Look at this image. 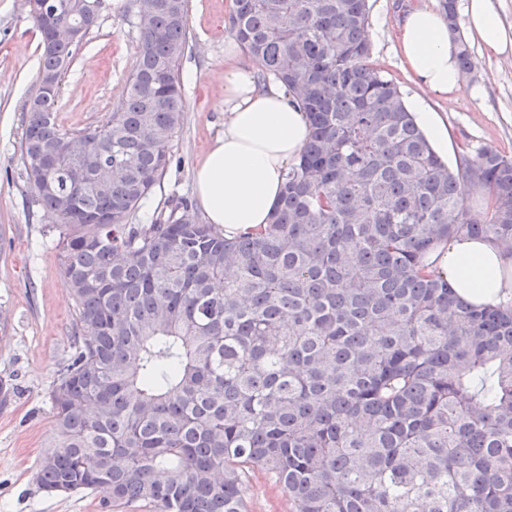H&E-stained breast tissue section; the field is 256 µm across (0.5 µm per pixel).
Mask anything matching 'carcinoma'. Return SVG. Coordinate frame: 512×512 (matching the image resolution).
<instances>
[{
    "instance_id": "carcinoma-1",
    "label": "carcinoma",
    "mask_w": 512,
    "mask_h": 512,
    "mask_svg": "<svg viewBox=\"0 0 512 512\" xmlns=\"http://www.w3.org/2000/svg\"><path fill=\"white\" fill-rule=\"evenodd\" d=\"M87 24L90 0H67ZM462 71L473 69L442 0ZM136 64L102 124L57 121L78 45L32 18L40 77L20 141L35 202L59 219L73 353L49 393L37 482L102 512H248L268 473L291 512H512V303L465 304L424 256L466 233L512 254V157L451 169L370 61L366 0H233L228 29L312 128L270 224L233 236L187 202L131 224L159 184L186 102L188 0H135ZM64 138L112 188L41 161ZM483 188L490 212L465 205Z\"/></svg>"
}]
</instances>
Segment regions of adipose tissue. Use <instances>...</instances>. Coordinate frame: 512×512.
<instances>
[{
    "mask_svg": "<svg viewBox=\"0 0 512 512\" xmlns=\"http://www.w3.org/2000/svg\"><path fill=\"white\" fill-rule=\"evenodd\" d=\"M465 35L494 57H512V24L492 0H467ZM394 50L412 82L425 93L416 99L414 118L437 145L447 132L425 97L457 100L461 73L458 44L435 0H419L399 24ZM224 135L218 138L193 175L198 204L209 223L237 233L266 224L277 206L285 170L295 163L310 136L304 112L275 81L257 83L252 69H224ZM432 268L455 293L475 305L512 301V256L485 238L460 235L429 255Z\"/></svg>",
    "mask_w": 512,
    "mask_h": 512,
    "instance_id": "1",
    "label": "adipose tissue"
}]
</instances>
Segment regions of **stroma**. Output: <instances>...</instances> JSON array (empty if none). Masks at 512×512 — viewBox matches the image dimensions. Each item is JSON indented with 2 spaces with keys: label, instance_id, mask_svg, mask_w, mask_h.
Wrapping results in <instances>:
<instances>
[{
  "label": "stroma",
  "instance_id": "1",
  "mask_svg": "<svg viewBox=\"0 0 512 512\" xmlns=\"http://www.w3.org/2000/svg\"><path fill=\"white\" fill-rule=\"evenodd\" d=\"M415 0H368L371 60L404 99L417 87L393 51L394 30ZM231 0H189V49L179 64L187 103L173 161L133 223L179 199L195 203L194 170L224 133V39ZM134 0H104L97 27L68 70L58 102L62 126L103 120L124 96L137 56ZM40 36L21 0H0V381L15 393L0 405V512H99V495H54L39 489L37 462L54 436L49 393L72 352L74 301L65 286L57 219L32 198L20 155L26 104L38 88ZM474 68L458 103L428 99L448 128L449 167L483 148L512 155V59L487 56L471 43ZM486 90L471 98L472 88ZM249 512H289L288 498L265 472L248 484Z\"/></svg>",
  "mask_w": 512,
  "mask_h": 512
}]
</instances>
